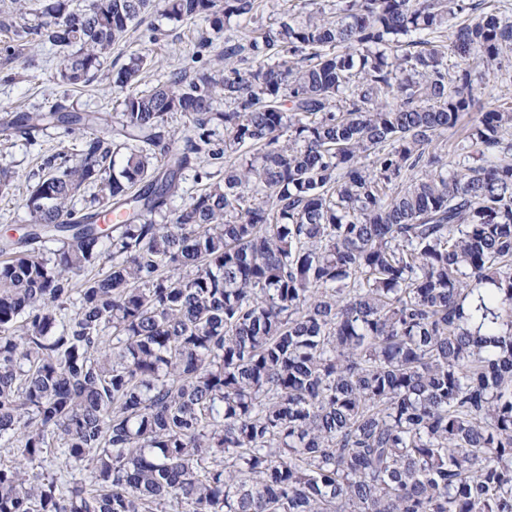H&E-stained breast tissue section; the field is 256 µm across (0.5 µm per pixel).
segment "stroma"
Wrapping results in <instances>:
<instances>
[{
    "instance_id": "obj_1",
    "label": "stroma",
    "mask_w": 512,
    "mask_h": 512,
    "mask_svg": "<svg viewBox=\"0 0 512 512\" xmlns=\"http://www.w3.org/2000/svg\"><path fill=\"white\" fill-rule=\"evenodd\" d=\"M210 45L200 57L199 64L211 70L224 67V36L215 33L208 22L196 18L175 22L163 16L161 8H153L144 24L133 27L126 37L112 47V64L121 66L130 54L142 52L156 61L155 67L145 70L133 88L143 91L156 85L166 72L190 63V57L200 39ZM16 79L0 81V116L8 112L48 110L57 99L66 97L87 112L112 115L126 91L97 78L90 84L72 88L60 83L56 60L50 45L31 40L24 58L14 65ZM81 145L80 133H68L61 128L33 132L30 138L0 135V167L16 172L17 179L9 194L0 195V236L13 234L15 228L29 221L25 199L30 185L41 176V164L47 155L63 153L75 157ZM58 482H80L93 485L94 470L89 461L69 458L65 448L50 449L39 466Z\"/></svg>"
}]
</instances>
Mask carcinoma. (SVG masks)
Listing matches in <instances>:
<instances>
[{
    "label": "carcinoma",
    "instance_id": "cac0c4a2",
    "mask_svg": "<svg viewBox=\"0 0 512 512\" xmlns=\"http://www.w3.org/2000/svg\"><path fill=\"white\" fill-rule=\"evenodd\" d=\"M152 2L11 0L0 74L36 35L88 84ZM218 2L164 14L224 32L222 73L169 72L110 135L62 100L0 119L84 130L0 239V447L18 449L0 512H512V111L476 113L454 161L436 146L473 72L505 68L512 20L485 0H282L265 27L262 0ZM31 5L40 22L16 24ZM189 171L203 187L166 210ZM55 439L93 487L29 473Z\"/></svg>",
    "mask_w": 512,
    "mask_h": 512
}]
</instances>
